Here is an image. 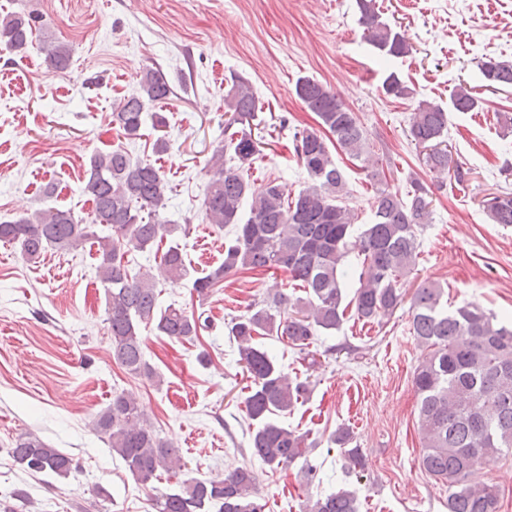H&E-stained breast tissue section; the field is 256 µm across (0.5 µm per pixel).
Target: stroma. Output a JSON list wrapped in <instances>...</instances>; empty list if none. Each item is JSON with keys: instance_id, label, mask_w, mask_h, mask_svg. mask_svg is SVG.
<instances>
[{"instance_id": "35a3bbf8", "label": "stroma", "mask_w": 512, "mask_h": 512, "mask_svg": "<svg viewBox=\"0 0 512 512\" xmlns=\"http://www.w3.org/2000/svg\"><path fill=\"white\" fill-rule=\"evenodd\" d=\"M376 3L409 42L408 55L382 57L364 40L357 0H0V17L33 10L43 19L27 53L0 46V221L45 208L89 219L92 204L81 187L93 154L121 148L150 161L171 187L162 215L175 229L152 249L131 253L128 269L157 267L178 246L188 274L161 281L159 300L207 320L184 340L143 329L145 357L161 378L153 383L112 357L93 250H52L33 262L18 245L0 243V512H156L154 495L179 480L242 465L256 474L263 512H304L308 497L342 487L355 490L359 512H448L447 484L420 466L413 373L424 352L410 333L407 300L431 279L444 287L449 307L473 303L512 320V224L491 223L480 205L487 193L512 191L504 168L512 162V132L498 119L512 114V87H486L478 69L488 57L512 60V0ZM58 42L72 50L64 71L50 69L43 52ZM147 66L161 68L173 89L165 102L146 106L166 127L145 126L131 141L112 113L136 93ZM392 71L414 88L413 97L383 94ZM233 75L251 83L262 106L264 145L246 175L252 188L273 179L293 194L306 186L289 131L317 124L295 93L308 76L355 113L384 188L403 195L416 178L433 189V221L420 231L414 271L401 282L404 304L369 323L347 314L339 330L315 337L303 353L277 337L261 339L285 372L309 382L305 400L281 421L313 449L274 471L250 453L251 380L228 327L254 303L301 290L282 270L227 276L203 300L193 290L195 278L223 263L224 240L233 234L210 224L202 206L211 157L224 144ZM461 84L484 103L448 114L447 141L470 180L438 191L408 137L409 118L422 100L448 106ZM160 135L168 149L158 154L152 145ZM334 159L347 182L344 205L368 223L377 187L359 162L340 152ZM122 390L136 395L186 463L150 491L90 426ZM340 427L363 454L362 474L348 472L332 440ZM26 432L70 454L77 470L65 479L23 471L8 450ZM310 463L319 469L313 482ZM19 488L24 498L14 497Z\"/></svg>"}]
</instances>
